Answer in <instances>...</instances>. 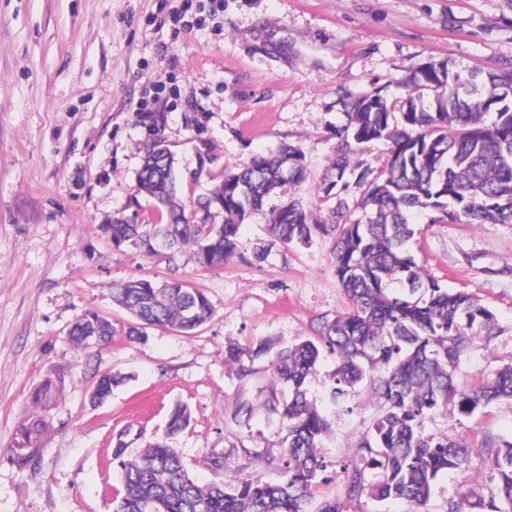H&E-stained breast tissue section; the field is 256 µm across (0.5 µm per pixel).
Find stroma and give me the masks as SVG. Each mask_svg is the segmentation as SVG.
<instances>
[{
	"mask_svg": "<svg viewBox=\"0 0 512 512\" xmlns=\"http://www.w3.org/2000/svg\"><path fill=\"white\" fill-rule=\"evenodd\" d=\"M189 0H0V512H112L120 488L112 449L135 436L127 455L162 437L169 408L188 406L191 423L173 441L202 482L256 483L282 477L286 430L261 403L272 385L266 361L248 387L250 424L234 420L238 392L229 345L312 333L322 315L346 311L331 241L292 245L260 264L233 257L219 268L180 266L202 291L213 320L185 336L125 330L130 315L113 284L169 275L168 261L113 247L100 226L113 214L148 213L136 193L150 120L174 153L179 198L211 189V177L288 143L308 176L285 195L315 204L339 129L346 93L403 96L411 71L447 61L461 75L512 70V0H224L223 11L187 28ZM209 178L196 179L199 170ZM410 249L432 278L479 299L501 329L469 352V380L512 363V224L428 223L416 218ZM95 314L116 330L91 351L70 343L77 317ZM335 358L307 382L329 422L320 489L339 474L380 405L365 389L345 404L329 399ZM126 375L107 401L89 399L101 372ZM49 401L34 394L45 381ZM48 426L32 461L19 465L23 424ZM424 432L470 442L512 438V402L470 417L439 410ZM262 455L260 464L249 454ZM488 495L489 461L441 473L423 512H448L462 487Z\"/></svg>",
	"mask_w": 512,
	"mask_h": 512,
	"instance_id": "stroma-1",
	"label": "stroma"
}]
</instances>
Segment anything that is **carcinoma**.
<instances>
[{
  "mask_svg": "<svg viewBox=\"0 0 512 512\" xmlns=\"http://www.w3.org/2000/svg\"><path fill=\"white\" fill-rule=\"evenodd\" d=\"M407 88L406 96L395 99L378 91L347 95V124L317 190L327 216L315 218L299 199L283 201L267 213V238L248 256L238 253L240 224L263 212L270 193L307 177L297 148L285 145L275 156H255L224 175L213 201L197 199L205 213L201 224L177 201L174 162L144 154L138 191L164 211L166 222L127 224L114 218L102 225L114 247L147 256L164 253L172 261L185 255L197 266L214 268L234 256L260 264L276 247L307 246L328 236L348 310L319 317L313 335L292 343L266 338L228 350L241 388L254 379L260 359L286 387L271 391L264 402L287 431L282 481L201 483L168 443L190 424L188 407L178 402L168 412L164 437L139 454L124 457L129 432L115 442L121 490L113 512H349L365 495L423 507L439 473L464 469L475 451L491 462L497 483L486 497L463 491L448 512H512V439L485 434L474 447L422 430L426 416L441 408L470 417L512 402V364L478 383L460 377L467 351L498 335L496 317L475 297L428 276L408 248L415 236L409 214L415 211L429 214L433 224L448 218L457 224H512V71L463 77L444 61L430 62L411 73ZM376 140L391 142L393 161L378 179L368 170L351 179L353 155ZM352 206L361 218L348 222ZM221 213L224 223L217 224ZM160 234L169 242L164 251L155 246ZM112 299L133 317L126 328L130 339L142 338L153 326L191 334L215 314L207 296L174 273L160 283L150 278L116 283ZM114 335L112 325L96 315L77 318L69 330L71 343L82 349L94 341L106 345ZM327 356L336 358L331 403L341 405L366 388L382 413L361 435L355 458L342 467L340 492L317 495L327 469L317 448L329 423L309 400L306 382ZM123 381L101 374L94 385L99 400ZM254 410L242 394L234 418L246 424ZM44 428L40 419L22 426L18 461L29 460Z\"/></svg>",
  "mask_w": 512,
  "mask_h": 512,
  "instance_id": "cac0c4a2",
  "label": "carcinoma"
}]
</instances>
